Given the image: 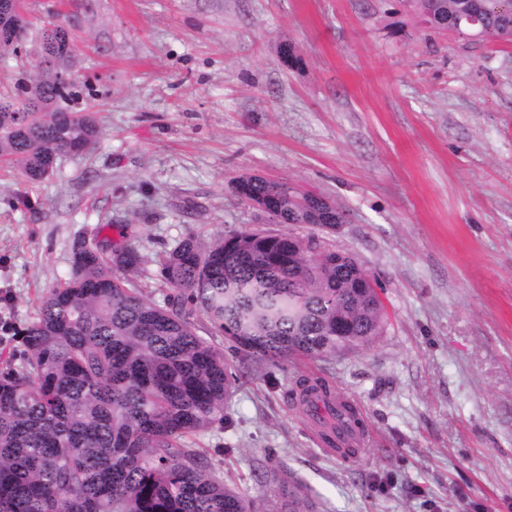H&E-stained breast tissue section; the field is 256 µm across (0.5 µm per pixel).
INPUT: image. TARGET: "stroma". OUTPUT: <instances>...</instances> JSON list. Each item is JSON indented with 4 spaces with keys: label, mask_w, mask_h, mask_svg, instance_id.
Wrapping results in <instances>:
<instances>
[{
    "label": "stroma",
    "mask_w": 512,
    "mask_h": 512,
    "mask_svg": "<svg viewBox=\"0 0 512 512\" xmlns=\"http://www.w3.org/2000/svg\"><path fill=\"white\" fill-rule=\"evenodd\" d=\"M70 32L80 108L102 135L23 188L0 163V368L11 327L70 268L76 236L148 255L251 228L355 255L381 287L367 347L285 370L242 360L230 428L199 443L278 512L290 472L311 512H512V42L438 34L405 0H25ZM303 66L292 70L281 48ZM290 178L350 213L271 224L231 193ZM321 373L360 404L371 444L340 458L288 399Z\"/></svg>",
    "instance_id": "stroma-1"
}]
</instances>
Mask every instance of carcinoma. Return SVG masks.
Listing matches in <instances>:
<instances>
[{
	"label": "carcinoma",
	"mask_w": 512,
	"mask_h": 512,
	"mask_svg": "<svg viewBox=\"0 0 512 512\" xmlns=\"http://www.w3.org/2000/svg\"><path fill=\"white\" fill-rule=\"evenodd\" d=\"M418 18L447 33L465 13L482 37L509 40L512 0H410ZM27 21L20 0H0V42ZM72 47L62 22L41 29L36 67ZM76 84L36 94L13 83L0 95V161L34 184L99 137L93 113L74 110ZM25 111H20V108ZM231 191L263 199L283 224H345L348 214L288 178L242 174ZM140 241L73 240L67 276L49 288L18 330V363L0 370V512H253L224 484L194 437L223 426L236 374L194 331L202 314L245 358L284 368L296 357L329 358L368 346L383 325L376 289L353 255L316 240L261 230L222 235L201 247L189 234L153 260ZM168 288L163 302L148 280ZM289 399L321 418L317 402L341 403L324 376L296 373ZM280 512H301L299 485H280Z\"/></svg>",
	"instance_id": "cac0c4a2"
}]
</instances>
